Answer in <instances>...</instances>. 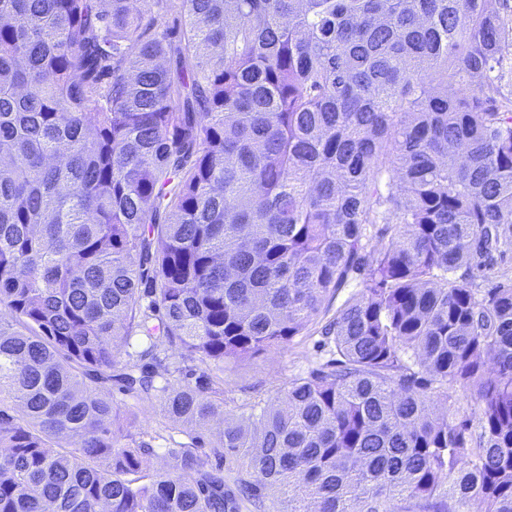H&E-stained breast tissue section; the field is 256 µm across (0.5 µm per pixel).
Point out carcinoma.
<instances>
[{
	"label": "carcinoma",
	"mask_w": 512,
	"mask_h": 512,
	"mask_svg": "<svg viewBox=\"0 0 512 512\" xmlns=\"http://www.w3.org/2000/svg\"><path fill=\"white\" fill-rule=\"evenodd\" d=\"M508 11L0 0V512H512ZM319 336H298L285 347H273L239 362L224 374V395L228 407L259 399L269 400L283 392L288 379L307 371L328 354L318 347ZM161 420L162 418L158 405L146 407L141 409L133 426H124L123 433H119V435L123 436L132 433L133 435L138 436L140 433L159 432Z\"/></svg>",
	"instance_id": "1"
}]
</instances>
